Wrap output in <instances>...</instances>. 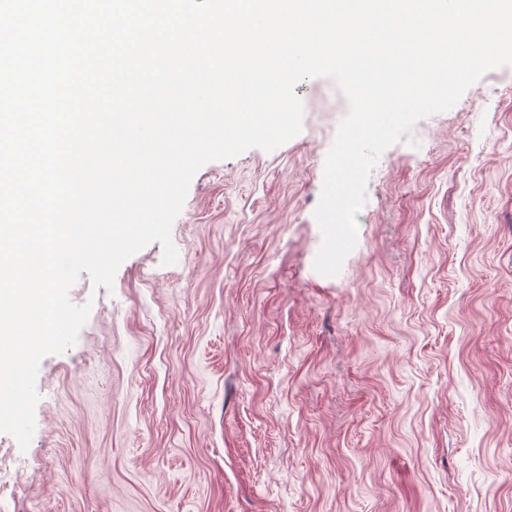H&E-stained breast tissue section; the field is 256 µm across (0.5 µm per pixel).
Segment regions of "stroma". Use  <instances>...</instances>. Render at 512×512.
<instances>
[{
    "label": "stroma",
    "instance_id": "stroma-1",
    "mask_svg": "<svg viewBox=\"0 0 512 512\" xmlns=\"http://www.w3.org/2000/svg\"><path fill=\"white\" fill-rule=\"evenodd\" d=\"M202 166L172 227L40 363L0 512H512V65L389 147L355 248L314 268L338 122Z\"/></svg>",
    "mask_w": 512,
    "mask_h": 512
}]
</instances>
